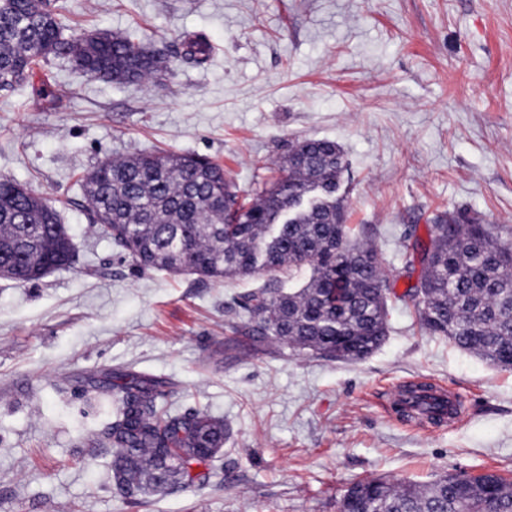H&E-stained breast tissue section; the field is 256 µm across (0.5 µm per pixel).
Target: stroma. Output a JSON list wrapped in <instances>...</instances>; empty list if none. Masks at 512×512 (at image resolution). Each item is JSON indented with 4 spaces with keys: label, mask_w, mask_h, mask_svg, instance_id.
Returning a JSON list of instances; mask_svg holds the SVG:
<instances>
[{
    "label": "stroma",
    "mask_w": 512,
    "mask_h": 512,
    "mask_svg": "<svg viewBox=\"0 0 512 512\" xmlns=\"http://www.w3.org/2000/svg\"><path fill=\"white\" fill-rule=\"evenodd\" d=\"M67 35L132 29L169 59L163 81L122 85L57 60L0 90V178L52 200L69 267L0 278V512H338L355 481L425 485L446 474L512 479V372L421 330L390 306L386 341L358 362L225 350L259 278L215 283L140 272L91 222L87 170L168 151L219 164L243 192L304 138L341 146L347 221L367 225L385 270L399 238L441 211L512 225V0H68ZM212 48L198 66L183 41ZM131 368L178 413L230 429L209 480L124 498L111 420L91 381ZM415 382L462 416L416 425L395 398Z\"/></svg>",
    "instance_id": "stroma-1"
}]
</instances>
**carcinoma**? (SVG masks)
<instances>
[{
  "instance_id": "obj_1",
  "label": "carcinoma",
  "mask_w": 512,
  "mask_h": 512,
  "mask_svg": "<svg viewBox=\"0 0 512 512\" xmlns=\"http://www.w3.org/2000/svg\"><path fill=\"white\" fill-rule=\"evenodd\" d=\"M186 55L208 63L210 45L187 41ZM58 57L90 77L117 84L157 82L168 70L162 51L131 31H91L67 39L59 14L43 0H0V89L25 82L34 67ZM346 167L334 141L304 139L252 195L224 169L195 155L164 152L98 162L83 190L101 230L142 271L187 272L215 281L262 275L244 295L246 322L230 323L224 347L254 353L268 342L294 354L361 360L383 343L389 301L412 304L422 329L443 336L496 368L512 371V225L488 224L446 211L428 227V243L403 237L421 252L418 281L398 295L390 288L377 247L362 225L346 223L336 195ZM319 203L285 220L297 197ZM72 241L57 210L43 197L0 179V275L20 283L67 265ZM163 382L131 369L109 372L94 385L112 397V421L96 442L113 449L112 474L125 497L164 494L203 483L201 467L224 447V421L204 411L175 413ZM437 423L448 401L433 385H409L400 399ZM341 512H512V483L496 475L487 488L462 474L424 486L374 477L344 495Z\"/></svg>"
}]
</instances>
